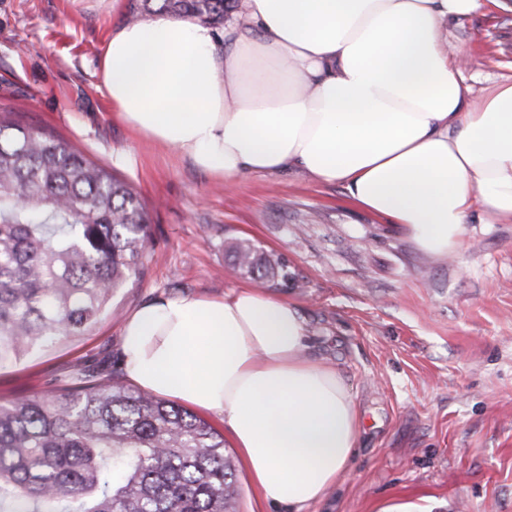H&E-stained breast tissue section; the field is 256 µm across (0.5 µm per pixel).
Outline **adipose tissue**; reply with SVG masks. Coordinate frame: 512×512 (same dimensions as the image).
Instances as JSON below:
<instances>
[{
	"label": "adipose tissue",
	"mask_w": 512,
	"mask_h": 512,
	"mask_svg": "<svg viewBox=\"0 0 512 512\" xmlns=\"http://www.w3.org/2000/svg\"><path fill=\"white\" fill-rule=\"evenodd\" d=\"M243 4L220 34L164 13L121 26L99 71L120 117L228 186L290 167L342 185L437 256L474 212L512 222V77L471 100L442 38L481 0ZM121 336L139 390L223 418L265 512H304L348 474L362 414L287 300L156 299Z\"/></svg>",
	"instance_id": "obj_1"
}]
</instances>
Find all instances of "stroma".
<instances>
[{
  "label": "stroma",
  "instance_id": "obj_1",
  "mask_svg": "<svg viewBox=\"0 0 512 512\" xmlns=\"http://www.w3.org/2000/svg\"><path fill=\"white\" fill-rule=\"evenodd\" d=\"M129 0H0V118L64 138L126 182L149 214L142 272L87 335L0 367V402L78 386L76 365L124 377L121 329L143 303L253 286L225 245L286 260L307 355L350 385L364 431L343 482L305 512H512V223L472 216L458 254L421 250L338 184L293 168L227 187L135 132L112 109L99 61ZM443 38L475 94L512 75V11L485 0Z\"/></svg>",
  "mask_w": 512,
  "mask_h": 512
}]
</instances>
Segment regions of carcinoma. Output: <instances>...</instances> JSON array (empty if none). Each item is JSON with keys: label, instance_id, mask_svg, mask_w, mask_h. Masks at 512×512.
Here are the masks:
<instances>
[{"label": "carcinoma", "instance_id": "carcinoma-1", "mask_svg": "<svg viewBox=\"0 0 512 512\" xmlns=\"http://www.w3.org/2000/svg\"><path fill=\"white\" fill-rule=\"evenodd\" d=\"M240 0H130L224 23ZM146 214L123 181L69 142L0 120V366L102 319L139 274ZM252 278L295 285L287 265L230 246ZM82 386L0 403V503L11 512H234L224 438L193 412L84 366Z\"/></svg>", "mask_w": 512, "mask_h": 512}]
</instances>
